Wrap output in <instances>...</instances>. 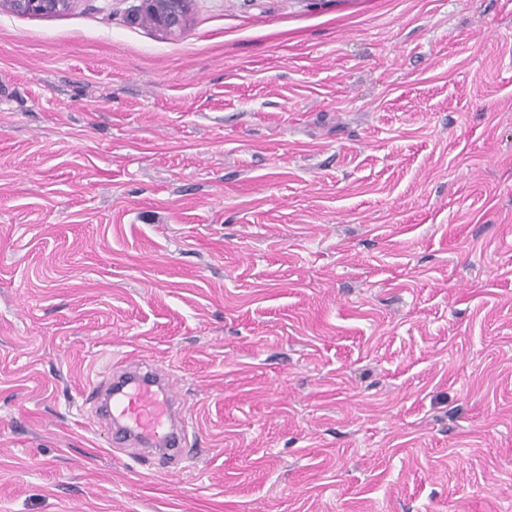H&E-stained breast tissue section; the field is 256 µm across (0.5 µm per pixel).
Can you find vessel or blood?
<instances>
[{
	"mask_svg": "<svg viewBox=\"0 0 512 512\" xmlns=\"http://www.w3.org/2000/svg\"><path fill=\"white\" fill-rule=\"evenodd\" d=\"M90 402L98 415L111 421L113 447L142 456L158 469L187 460L183 403L154 364L114 367Z\"/></svg>",
	"mask_w": 512,
	"mask_h": 512,
	"instance_id": "b4317fda",
	"label": "vessel or blood"
}]
</instances>
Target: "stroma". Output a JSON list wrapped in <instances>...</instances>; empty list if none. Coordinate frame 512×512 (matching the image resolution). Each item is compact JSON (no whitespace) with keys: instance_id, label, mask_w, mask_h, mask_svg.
Segmentation results:
<instances>
[{"instance_id":"stroma-1","label":"stroma","mask_w":512,"mask_h":512,"mask_svg":"<svg viewBox=\"0 0 512 512\" xmlns=\"http://www.w3.org/2000/svg\"><path fill=\"white\" fill-rule=\"evenodd\" d=\"M139 3L0 10V512H512V0ZM193 0H141L139 12L132 19L152 26L165 35H181L186 29ZM90 403L112 423L113 448L144 457L155 469L186 461L187 421L174 385L154 364L114 366Z\"/></svg>"}]
</instances>
